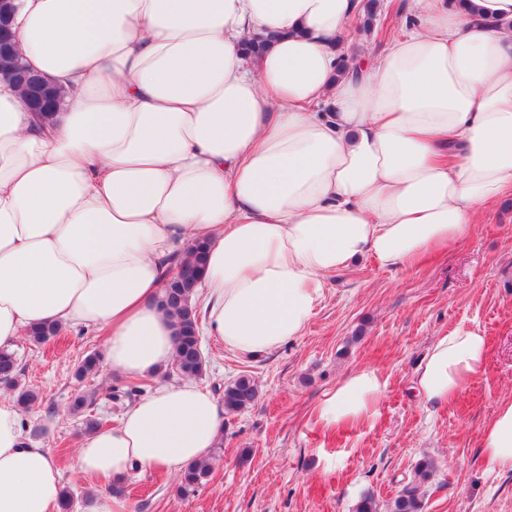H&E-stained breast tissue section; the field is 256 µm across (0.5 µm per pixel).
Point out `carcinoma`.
<instances>
[{
  "label": "carcinoma",
  "mask_w": 512,
  "mask_h": 512,
  "mask_svg": "<svg viewBox=\"0 0 512 512\" xmlns=\"http://www.w3.org/2000/svg\"><path fill=\"white\" fill-rule=\"evenodd\" d=\"M207 262V252L198 247L180 261L177 269L183 279L177 288L164 289L160 305L175 318V361L176 370L186 378L202 375L204 360L200 354L198 315L193 298L199 285L198 275ZM61 328L53 323H43L30 330L29 342L44 344L56 338ZM101 358L96 353L86 355L78 363L75 375L79 379L94 376L99 372ZM22 369L15 353L0 351V387L13 392L17 404L27 412L40 402L39 394L20 385ZM259 397L257 384L247 376H240L224 386L222 404L224 412L234 414L253 405ZM95 394L77 396L72 403V411L83 414L84 432L90 434L103 426L100 418L93 414ZM212 472L209 460L185 466L179 477L178 491L188 495L207 483ZM435 463L430 458L418 462L414 477L404 485L399 495L391 502L390 512H424V484L434 475Z\"/></svg>",
  "instance_id": "cac0c4a2"
}]
</instances>
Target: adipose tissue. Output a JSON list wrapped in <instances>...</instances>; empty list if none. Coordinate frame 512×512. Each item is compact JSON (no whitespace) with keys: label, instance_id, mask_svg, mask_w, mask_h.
Returning a JSON list of instances; mask_svg holds the SVG:
<instances>
[{"label":"adipose tissue","instance_id":"1","mask_svg":"<svg viewBox=\"0 0 512 512\" xmlns=\"http://www.w3.org/2000/svg\"><path fill=\"white\" fill-rule=\"evenodd\" d=\"M24 62L65 93L53 121L0 75V350L34 326L107 330L130 377L174 357L158 305L202 243L209 335L247 357L303 335L329 279L359 258L406 270L468 238L512 192V0H414V15L358 75L339 43L358 0H14ZM267 39L246 56L245 44ZM486 366L458 327L413 380L442 405ZM385 381L360 368L320 405L325 424L366 418ZM220 404L161 385L86 438L80 469L208 459ZM512 469V399L480 437ZM61 474L16 402L0 398V512H53Z\"/></svg>","mask_w":512,"mask_h":512}]
</instances>
